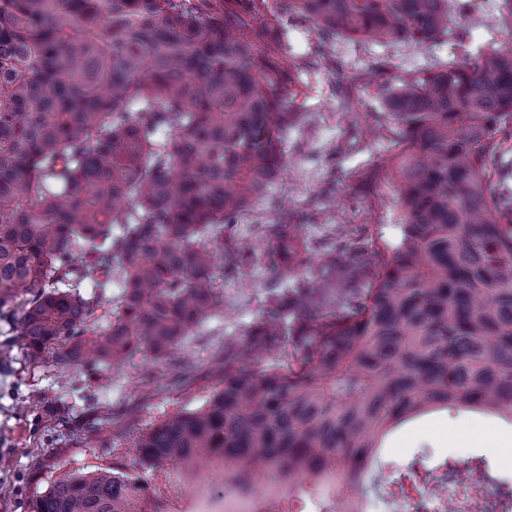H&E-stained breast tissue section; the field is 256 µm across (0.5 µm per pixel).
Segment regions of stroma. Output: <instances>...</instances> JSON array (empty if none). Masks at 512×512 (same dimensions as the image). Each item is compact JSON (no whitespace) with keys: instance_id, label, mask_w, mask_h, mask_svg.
<instances>
[{"instance_id":"stroma-1","label":"stroma","mask_w":512,"mask_h":512,"mask_svg":"<svg viewBox=\"0 0 512 512\" xmlns=\"http://www.w3.org/2000/svg\"><path fill=\"white\" fill-rule=\"evenodd\" d=\"M468 14L452 19L471 45L502 41L507 30L499 15L500 0H470ZM288 42L303 66L306 94L297 103L302 114L288 132L287 162L262 196L254 199L238 224L225 232L224 245L248 252L246 264L221 278L224 307L184 342L182 355L192 357L196 378L189 387L172 386V365L137 356L115 364L103 377L83 368L62 374L49 363L33 366L17 337L0 335V512H28L30 501L50 478L67 471H91L104 464L100 440L110 441L116 454L131 456V442L140 431L168 414L200 406L211 390L208 362L225 340H242L279 273L264 258L263 228L273 221L280 200H287L293 219L301 224L300 246L323 249L344 229L348 242L392 241L401 222L394 184L382 167L391 147L386 137L369 136L370 126L391 128L390 117L378 111L370 85L431 65L448 56V44L420 47L410 43L378 46L343 37L320 36L309 23L290 26ZM34 387L53 400L31 408L25 391ZM113 413L102 433L81 438L60 435L48 425L56 413ZM472 413H434L428 421L412 422L392 433L382 458L384 476L413 459L428 468L444 459L481 456L491 465L494 482L512 484V459L501 445L512 439V428L474 436ZM168 470L150 483L174 512H223L224 504L185 494L170 487Z\"/></svg>"}]
</instances>
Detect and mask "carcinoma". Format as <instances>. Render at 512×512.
I'll return each instance as SVG.
<instances>
[{"label":"carcinoma","instance_id":"cac0c4a2","mask_svg":"<svg viewBox=\"0 0 512 512\" xmlns=\"http://www.w3.org/2000/svg\"><path fill=\"white\" fill-rule=\"evenodd\" d=\"M459 0H0V321L26 360L98 373L135 354L165 358L223 306L212 241L275 180L300 119L301 65L288 18L330 36L388 45L446 38L457 50L386 80L375 99L395 123L399 235L387 251L348 243L297 259L300 225L265 226L275 286L246 332L210 360L198 408L142 432L134 456L48 482L29 512L145 508L165 465L217 463L224 512H284L292 492L334 483L368 493L387 437L438 411L512 425V45L474 51L450 28ZM120 278L114 320L102 290ZM288 349V359L266 357ZM112 414L78 423L96 432ZM491 478L481 457L446 463L448 485Z\"/></svg>","mask_w":512,"mask_h":512}]
</instances>
